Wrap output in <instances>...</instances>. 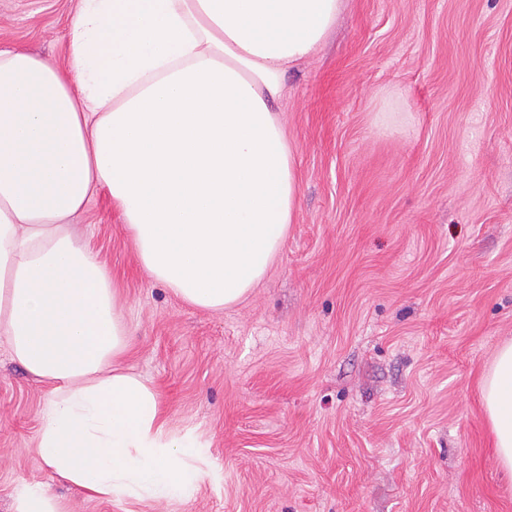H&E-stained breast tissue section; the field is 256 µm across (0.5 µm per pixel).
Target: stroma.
<instances>
[{
  "label": "stroma",
  "mask_w": 512,
  "mask_h": 512,
  "mask_svg": "<svg viewBox=\"0 0 512 512\" xmlns=\"http://www.w3.org/2000/svg\"><path fill=\"white\" fill-rule=\"evenodd\" d=\"M74 6L0 0V48L66 68ZM284 81L299 205L242 303L149 277L107 189L73 219L133 334L124 367L204 444L196 483L110 502L55 481L46 387L1 342L0 512L31 483L64 512H512L481 399L512 340V0H345Z\"/></svg>",
  "instance_id": "35a3bbf8"
}]
</instances>
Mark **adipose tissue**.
<instances>
[{"label":"adipose tissue","mask_w":512,"mask_h":512,"mask_svg":"<svg viewBox=\"0 0 512 512\" xmlns=\"http://www.w3.org/2000/svg\"><path fill=\"white\" fill-rule=\"evenodd\" d=\"M343 0H77L66 71L0 49V339L48 387L35 453L103 500L168 502L198 476V440L166 427L120 361L132 336L96 253L68 231L96 186L144 271L184 303L248 298L298 208L275 109ZM482 403L512 475V341Z\"/></svg>","instance_id":"adipose-tissue-1"}]
</instances>
